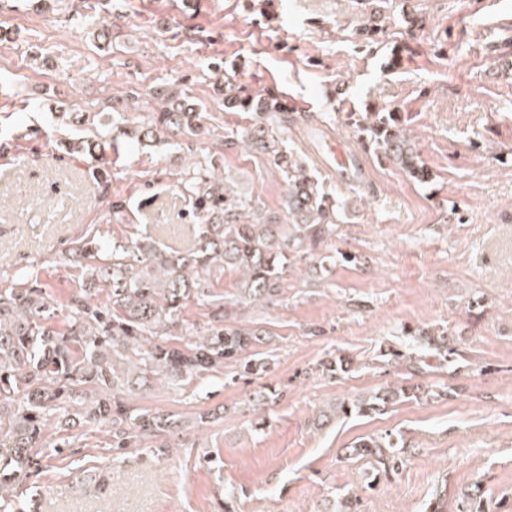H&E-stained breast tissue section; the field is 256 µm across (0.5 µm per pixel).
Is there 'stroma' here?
<instances>
[{"label": "stroma", "instance_id": "stroma-1", "mask_svg": "<svg viewBox=\"0 0 512 512\" xmlns=\"http://www.w3.org/2000/svg\"><path fill=\"white\" fill-rule=\"evenodd\" d=\"M12 3L0 11V288L36 277L53 328H68L82 285L62 250L147 233L193 247L180 187L192 160L212 158L237 194L284 216L281 172L224 146L250 121L225 111L213 59L246 89L284 96L300 119L275 134L343 204L317 260L288 270L274 303L239 308L267 334L268 372L238 379L228 366L128 394L179 422L125 448L105 429L52 421L44 446H69L7 491L15 512H335L346 498L352 512H426L438 496L443 512H512V0H113L91 27L70 18L80 0ZM169 87L199 112L202 136L67 152L98 139L94 113L150 124ZM376 111L403 113L430 182L378 159L348 123ZM329 138L358 154L356 179L321 162ZM340 251L357 263L332 262ZM415 330L447 335L450 361L389 363L392 350L424 355ZM339 357L347 372L323 370ZM387 386L415 396L318 426L336 399ZM267 388L282 397L256 432L248 400ZM207 412L216 420L200 424ZM385 432L403 438L405 462L374 479L345 450Z\"/></svg>", "mask_w": 512, "mask_h": 512}]
</instances>
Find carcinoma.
<instances>
[{
    "label": "carcinoma",
    "mask_w": 512,
    "mask_h": 512,
    "mask_svg": "<svg viewBox=\"0 0 512 512\" xmlns=\"http://www.w3.org/2000/svg\"><path fill=\"white\" fill-rule=\"evenodd\" d=\"M215 87L224 97V110L247 112L253 118L242 134L225 136L224 145L245 147L266 156L284 175L288 189L284 209L290 224L275 219H251L258 210L241 198L214 171L197 164L184 190L194 198L192 217L202 225L195 246L168 251L145 235L127 245L119 241L86 240L71 248V261L82 267L84 288L70 297V329L59 333L49 321L54 305L43 289L23 277L11 288L0 289V492L39 470L49 452L61 445L42 447V434L59 410L72 421L112 429V446L126 447L129 438H146L170 431L175 415L131 409L122 394L202 375L224 373L234 365L242 375L263 371L265 361L250 349L263 342L261 331L229 323L226 301L212 292V282L226 273L239 276L240 301L268 303L283 286L288 252L311 257L336 231L337 202L318 189V182L298 164L273 126L291 120L283 98L267 90L252 94L224 68L210 63ZM153 113V126L130 128L118 118L111 129L132 141L154 138L161 126L189 136L200 128L193 108L175 92ZM353 125L369 138L380 157L398 163L410 179L426 183L431 174L419 148L406 136L398 112L348 113ZM107 289L108 301L96 296ZM211 307L208 327L198 332L181 316L189 302ZM417 343L435 354L452 355L445 336L439 340L418 333ZM410 397L385 387L368 399H347L320 415V424L333 418L369 417ZM279 394L263 390L250 399L257 413L276 402ZM350 454L375 461L385 474L404 463L398 437H364Z\"/></svg>",
    "instance_id": "1"
}]
</instances>
